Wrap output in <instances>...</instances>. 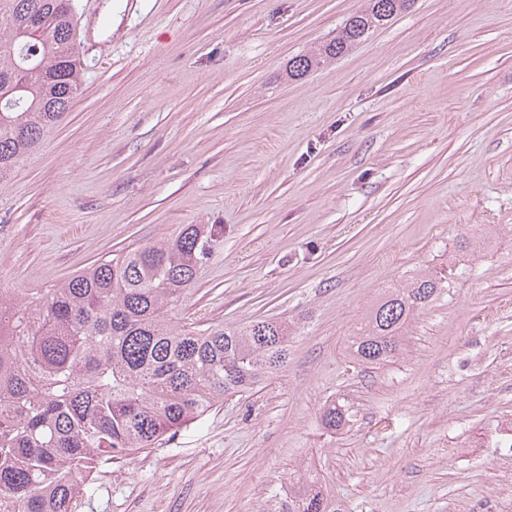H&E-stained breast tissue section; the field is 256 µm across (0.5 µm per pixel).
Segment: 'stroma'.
Masks as SVG:
<instances>
[{
	"instance_id": "obj_1",
	"label": "stroma",
	"mask_w": 512,
	"mask_h": 512,
	"mask_svg": "<svg viewBox=\"0 0 512 512\" xmlns=\"http://www.w3.org/2000/svg\"><path fill=\"white\" fill-rule=\"evenodd\" d=\"M105 2H78L74 103L0 184V288L220 224L174 322L292 333L286 368L98 465L74 512H263L308 470L344 512H512V0H413L298 80L365 0H120L116 30ZM458 260L396 357L353 360L385 290Z\"/></svg>"
}]
</instances>
